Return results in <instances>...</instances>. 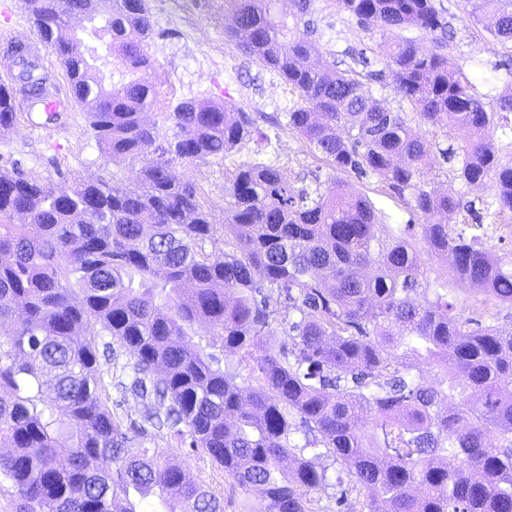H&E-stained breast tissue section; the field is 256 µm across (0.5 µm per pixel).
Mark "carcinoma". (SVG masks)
I'll return each instance as SVG.
<instances>
[{
	"label": "carcinoma",
	"instance_id": "1",
	"mask_svg": "<svg viewBox=\"0 0 512 512\" xmlns=\"http://www.w3.org/2000/svg\"><path fill=\"white\" fill-rule=\"evenodd\" d=\"M25 0L40 40L74 82L101 153L139 161L137 187L78 182L53 191L19 163L0 173V483L18 512H224L223 499L160 452L135 441L166 431L207 455L231 488L265 502L263 512H309L308 495L329 486L330 464L370 491L367 512H512V331L456 311L450 280L512 305V251L446 224L419 235L385 224L373 203L338 181L295 187L264 161L240 165L224 185V224L199 188L169 170L226 156L257 130L233 104L177 102L163 123L144 111L155 95L145 0ZM312 0H224V36L295 96L272 123L284 125L336 172L372 176L425 215L475 202L428 181L432 149L456 162L467 185L493 181L486 216L512 211V161L494 139L512 134V98L487 103L455 68L434 0H338L379 46L395 93L420 122L470 138L434 144L362 84L308 64L318 54L299 21ZM471 15L512 41V0H473ZM82 16L85 52L59 42ZM440 32L419 52L409 31ZM113 58L120 80L98 62ZM27 92L53 86L41 65ZM13 89L0 84V131L14 124ZM20 213L30 221L15 224ZM224 249L207 250L218 231ZM448 269L433 275L432 260ZM283 299L284 313L271 307ZM201 323L249 376L219 367L193 342ZM131 360L105 381L96 337ZM399 350L396 357L391 351ZM434 365L438 387L422 383ZM143 410L112 412V391ZM303 444L295 442L297 435ZM417 485L426 492L414 494Z\"/></svg>",
	"mask_w": 512,
	"mask_h": 512
}]
</instances>
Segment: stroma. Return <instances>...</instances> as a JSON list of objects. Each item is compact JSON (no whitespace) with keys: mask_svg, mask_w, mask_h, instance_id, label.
<instances>
[{"mask_svg":"<svg viewBox=\"0 0 512 512\" xmlns=\"http://www.w3.org/2000/svg\"><path fill=\"white\" fill-rule=\"evenodd\" d=\"M158 31L150 53L155 61V97L147 110L148 121L158 120L171 102L205 99L229 102L248 112H280L292 101L287 87L275 73L263 69L224 37V0H148ZM444 21L453 30L447 51L456 66L471 81L477 95L495 99L512 92V43L495 38L485 22L471 15L469 0H442ZM319 49L320 65L333 71H352L365 90L392 111H408L393 90L392 76L376 53L383 37L367 30L339 10L336 0H313L301 23ZM25 41L35 47L43 68L55 85L53 99L60 116L44 120L43 106H31L23 95L15 97L13 126L0 132V172L21 162L25 170L43 184L64 190L79 181L94 182L118 178L135 186L136 166L131 162L112 163L99 151L84 109L74 104L66 71L57 56L41 42L25 10L23 0H0V82L14 84L15 68L6 55L10 42ZM370 49L368 63L358 53ZM270 142L242 143L226 157L211 158L191 166L174 164L176 177H189L200 188L203 203L215 223L224 221V182L237 166L257 158H269L287 169L294 180L320 174L322 180H338L354 195L368 197L377 211L392 224H423L424 214L410 208L398 195L385 189L373 177L337 173L325 166L308 145L288 128L268 132ZM430 175L436 187L462 201L492 200L495 185H465L454 164L439 154L431 156ZM147 447L163 452L195 479L204 482L224 498V512H240L249 507L260 512L262 503L254 494L230 490L223 469L191 449L168 442L161 435L148 439ZM311 512H367L368 489L354 486L347 491L330 486L311 492Z\"/></svg>","mask_w":512,"mask_h":512,"instance_id":"1","label":"stroma"}]
</instances>
